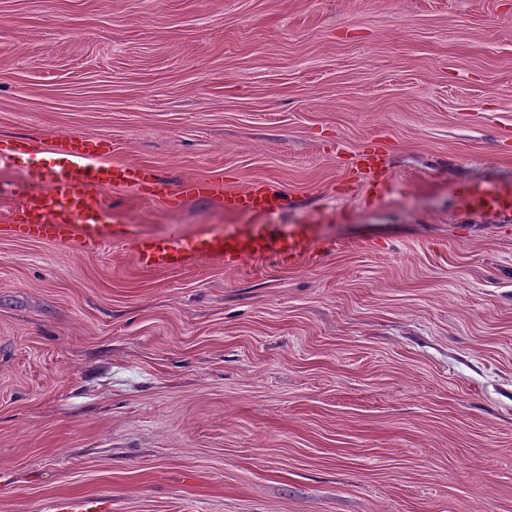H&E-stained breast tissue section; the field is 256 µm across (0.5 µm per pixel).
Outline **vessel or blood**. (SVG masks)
Here are the masks:
<instances>
[{"mask_svg": "<svg viewBox=\"0 0 512 512\" xmlns=\"http://www.w3.org/2000/svg\"><path fill=\"white\" fill-rule=\"evenodd\" d=\"M112 148L96 137L75 136L58 142L48 165L41 171L40 188L24 197L14 209L5 230L14 237L56 243L90 245L101 239L130 242L140 266L153 270H179L192 256L214 257L228 264L254 260L315 261L327 244L315 224H228L197 228L191 244L164 236L136 235L127 224H109L90 192L132 185L149 196L173 201L210 199L222 195L228 212L263 215L280 210L284 194L271 184L256 181L245 189L221 192L211 182L187 179L170 186L153 170L136 164H113L106 157ZM354 175L372 186L384 187L386 163L381 155H359ZM471 214H512V186L489 190L471 186L460 197ZM48 512H112L106 495L61 497L50 502Z\"/></svg>", "mask_w": 512, "mask_h": 512, "instance_id": "1", "label": "vessel or blood"}]
</instances>
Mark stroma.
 Listing matches in <instances>:
<instances>
[{"mask_svg":"<svg viewBox=\"0 0 512 512\" xmlns=\"http://www.w3.org/2000/svg\"><path fill=\"white\" fill-rule=\"evenodd\" d=\"M169 183L266 179L316 263L0 238V512H512V0H0V225L50 145ZM385 154L388 190L351 159ZM191 242L251 224L115 187ZM460 206L468 213L512 214V186H500L488 190L480 185H473L460 197ZM47 508L48 512H112V499L103 494L61 497L51 501Z\"/></svg>","mask_w":512,"mask_h":512,"instance_id":"35a3bbf8","label":"stroma"}]
</instances>
